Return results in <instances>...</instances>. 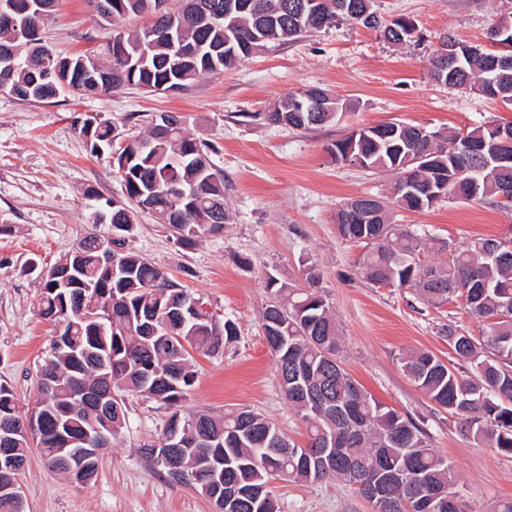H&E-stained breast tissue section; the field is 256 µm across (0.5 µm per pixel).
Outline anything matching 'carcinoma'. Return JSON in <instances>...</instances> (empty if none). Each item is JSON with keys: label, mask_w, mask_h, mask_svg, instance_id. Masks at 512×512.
Returning <instances> with one entry per match:
<instances>
[{"label": "carcinoma", "mask_w": 512, "mask_h": 512, "mask_svg": "<svg viewBox=\"0 0 512 512\" xmlns=\"http://www.w3.org/2000/svg\"><path fill=\"white\" fill-rule=\"evenodd\" d=\"M213 11L169 10L133 33L114 32L106 44L109 60L61 56L41 36L56 0H5L0 12V82L20 100L58 96V84L43 81L40 71L62 60L72 65L71 92L95 95L122 85L151 93L183 90L197 78L245 60L271 43H286L306 33L352 21L381 29L384 38L401 44L416 27L404 17L383 23L374 0H256L255 11L224 12V0H207ZM156 0H111L107 16L155 14ZM476 53L454 62L438 49L431 62L443 67L450 85H469L479 93L512 106V66H494L501 51L474 46ZM338 103L319 104L301 94L281 100L268 115L274 124L309 130L337 116ZM164 130L149 123L146 137L130 141L113 162L124 187L120 198L96 197L93 223L109 224L121 251L107 263L95 235L82 239L54 264L55 276L41 278L40 316L53 327L52 360L39 383L41 407L21 414L13 389L0 382V484L18 480L26 448L35 441L47 467L67 474L72 448L94 447L91 435L100 423L96 408L81 399L110 382L114 393L133 392L168 410L159 444L140 451L173 483L211 498L212 472L224 471V483L251 491L230 512H279L268 489L273 479L317 482L338 479L354 492L357 477L381 475L392 512H421L417 501L439 491L464 504L456 490L454 465L439 455L425 432L410 418L385 407L351 378L338 360L340 332L336 317L316 289L313 267L308 287L280 284L273 276L266 287L278 311L262 313L264 337H279L269 347L280 386L305 423L304 447L290 442L271 421L252 410L229 415L185 413L182 403L196 382L191 351L210 354L234 335V327L210 314L189 317L194 298L145 257L126 247L136 210L148 211L166 224L177 244L189 248L207 233L220 231L228 214L224 205V171L211 160L216 148L188 134L184 117L169 115ZM512 133V123H486L466 133L429 129V146L416 139V126L393 123L356 129L329 149L334 161L372 171H390L415 183L416 195L391 194L378 202L372 224L351 223L347 208L336 213L339 234L363 245L358 273L377 287L411 288L430 305L462 296L464 308L486 324L471 341L456 329L452 344L469 364L463 379L436 355L411 350L401 354L403 372L438 407L460 419L464 431L480 444L512 454V257L504 260L487 250L491 238L456 244L437 243L444 261L422 263L427 242L403 224L392 222L399 208L424 211L430 181L448 186V195L466 200H500L503 185H512V146L497 144L494 129ZM91 152L112 153L116 126L105 119L92 130L81 126ZM430 150L431 167L410 164ZM112 434L126 424V403L112 399ZM178 433L183 447L177 461L187 479L162 462L163 442Z\"/></svg>", "instance_id": "obj_1"}]
</instances>
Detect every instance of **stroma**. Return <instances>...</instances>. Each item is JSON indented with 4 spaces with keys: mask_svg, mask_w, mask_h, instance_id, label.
Masks as SVG:
<instances>
[{
    "mask_svg": "<svg viewBox=\"0 0 512 512\" xmlns=\"http://www.w3.org/2000/svg\"><path fill=\"white\" fill-rule=\"evenodd\" d=\"M375 9L382 19H412L413 39L394 45L380 29L343 23L268 46L199 77L185 91L150 94L121 86L50 101L0 92V382L12 386L21 410L37 398L53 332L39 315L41 288L30 264L50 266L83 236L110 235V225L89 223L86 192L121 194L108 157L91 155L82 120L110 118L122 146L144 134L152 116L176 112L187 117L191 135L217 149L213 160L224 171L229 219L221 231L185 248L175 244L167 225L140 211L128 245L236 326L217 352L194 354L197 381L184 411L252 410L306 444V427L280 387L261 315L270 299L267 276L305 286L301 261L309 257L340 325L344 370L377 401L415 421L455 464L466 512H487L493 502L512 499V455L462 432L456 417L419 391L399 363L405 351L424 349L470 377L448 331L478 338L483 323L466 312L462 299L426 306L413 289L375 288L361 278L362 246L339 235L336 213L351 199L387 196L394 178L336 164L328 153L352 127L402 122L463 132L489 121L511 122V107L467 87L437 83L430 67L444 36L487 44L493 19L512 12V0H376ZM147 21L142 15L107 22L88 0H58L44 34L58 53L101 56L113 32ZM312 87L338 99L336 119L311 130L263 120L275 102ZM394 220L457 244L512 234V210L488 201L450 197L421 212H396ZM126 403L127 426L104 452L90 484L48 471L39 448H28L18 477L25 512H213L207 498L170 483L138 453L141 445L157 442L164 407L139 395L127 396ZM269 488L279 512H372L367 500L333 479H274Z\"/></svg>",
    "mask_w": 512,
    "mask_h": 512,
    "instance_id": "obj_1",
    "label": "stroma"
}]
</instances>
